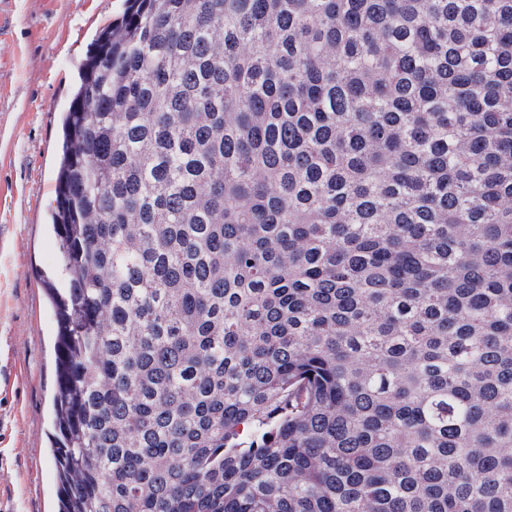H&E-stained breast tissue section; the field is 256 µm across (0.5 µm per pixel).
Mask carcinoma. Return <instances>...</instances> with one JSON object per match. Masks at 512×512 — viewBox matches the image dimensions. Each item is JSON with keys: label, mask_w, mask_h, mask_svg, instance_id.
I'll use <instances>...</instances> for the list:
<instances>
[{"label": "carcinoma", "mask_w": 512, "mask_h": 512, "mask_svg": "<svg viewBox=\"0 0 512 512\" xmlns=\"http://www.w3.org/2000/svg\"><path fill=\"white\" fill-rule=\"evenodd\" d=\"M55 190L57 512H512V0H125Z\"/></svg>", "instance_id": "1"}]
</instances>
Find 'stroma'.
Here are the masks:
<instances>
[{"label":"stroma","instance_id":"35a3bbf8","mask_svg":"<svg viewBox=\"0 0 512 512\" xmlns=\"http://www.w3.org/2000/svg\"><path fill=\"white\" fill-rule=\"evenodd\" d=\"M123 0H0V512H56V321L48 279L62 121Z\"/></svg>","mask_w":512,"mask_h":512}]
</instances>
